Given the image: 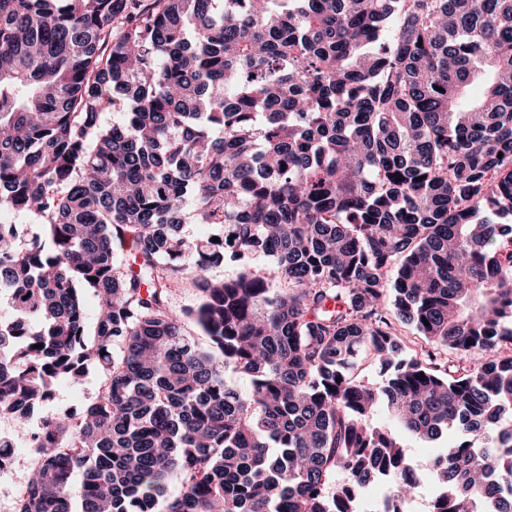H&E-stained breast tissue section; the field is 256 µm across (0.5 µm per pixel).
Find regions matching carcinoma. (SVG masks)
<instances>
[{
  "instance_id": "1",
  "label": "carcinoma",
  "mask_w": 512,
  "mask_h": 512,
  "mask_svg": "<svg viewBox=\"0 0 512 512\" xmlns=\"http://www.w3.org/2000/svg\"><path fill=\"white\" fill-rule=\"evenodd\" d=\"M484 205L512 215V0H0V212L38 227L0 221V412L42 414L17 512H512V224ZM382 402L458 440L421 471ZM100 377L97 373H90L79 383L62 381L56 386V395L53 406L58 411H71L79 409L95 396L99 389Z\"/></svg>"
}]
</instances>
